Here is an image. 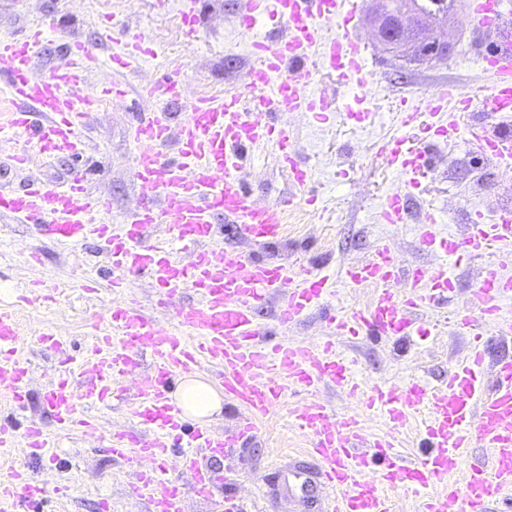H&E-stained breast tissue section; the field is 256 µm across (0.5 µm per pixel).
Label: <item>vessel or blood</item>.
Listing matches in <instances>:
<instances>
[{
  "instance_id": "b4317fda",
  "label": "vessel or blood",
  "mask_w": 512,
  "mask_h": 512,
  "mask_svg": "<svg viewBox=\"0 0 512 512\" xmlns=\"http://www.w3.org/2000/svg\"><path fill=\"white\" fill-rule=\"evenodd\" d=\"M361 7V0H248L247 25L268 19L279 24L280 32L275 39L253 41L256 62L247 73L244 92L197 98L175 124L167 106L182 97V84L168 80L152 85L151 95L160 107L132 128L137 147L133 179L150 202L130 212L122 228L105 223L109 203L88 190V177L79 169L62 184L33 183L20 193L0 192L1 217L31 225L37 237L72 248L97 239L108 259L113 299L107 326L92 338L84 380L72 378L63 337L50 330L38 336L39 343L62 356L47 403L59 431L96 438L101 424L95 408L123 402L139 430L110 434L105 449L112 458L140 464L130 492L149 503V512H186L184 488L168 475L176 448L182 451L179 468L189 476L196 496L212 502V512H239L233 469L206 467L199 453L223 456L255 438L292 391L304 395L287 408L291 425L309 438L304 451L308 462L290 468L283 481L288 492L312 499L317 512H395L397 492L424 495L423 512H488L490 504L512 499V358L497 361L491 373L483 371L488 337L512 342V318L502 310L503 299L512 295V276L506 273L512 267L511 209L492 219L471 210L469 233L460 241L437 236V225L445 221L437 210H425L417 220L420 248L450 258L489 250L499 267L475 289L476 313L453 315L472 342L467 358L449 370L441 389L418 378L379 381L362 389L355 358L339 351L333 339L410 341L425 335L417 312L447 299L452 288L447 269L404 266L389 243L378 244L369 260L343 271L346 287L373 288L367 306L330 312L332 340L309 347L287 335L332 293L333 281L299 259L288 264L260 261L215 243L220 218L238 240L275 242L287 211L302 201L310 171L273 115L301 112L322 123L342 114L359 122L371 117L367 45L350 27ZM471 10L479 34L492 38L480 60L487 83L477 91L457 85L448 91L435 88L419 101L399 97L396 119L401 132L378 150L383 163L415 192L430 173L431 150L437 144L452 149L464 142L498 166H512V134L498 127L512 119V0H472ZM333 22L338 29L330 37L326 26ZM112 40L121 46L112 56L117 78L88 93L87 75L100 63L93 45L71 42L66 59L38 76L31 55L38 36H1L0 70L7 75L9 107L0 113V140L34 141L49 158L80 156L88 114L104 98L123 99L131 93L120 75L133 71L145 53L141 38L121 27H113ZM324 74L353 89L344 105L315 91ZM477 111L481 119L460 124V117ZM260 145L275 147L294 187L288 197L259 203L242 185L244 151ZM407 210L406 195L394 192L385 197L380 218L399 225ZM184 250L191 253L186 263L179 257ZM141 273L152 280L164 302L188 289L196 298L176 307L168 321L144 314L124 295L127 275ZM403 280L410 281L411 289L401 295L394 285ZM274 299L280 302L281 336L272 341L262 338L257 314ZM20 343L15 315L0 309V403L14 407L24 406L30 397V369L16 355ZM145 352L151 357L149 371L133 391L120 389L119 379ZM184 375H205L221 385L225 398L240 411L231 432L189 427L169 396L170 382ZM324 385L349 396L365 394L366 408L380 413L393 429L426 411L421 427L426 449L408 459L395 451L389 436L366 439L358 415H336L319 399ZM18 446L37 455L49 448L50 439L38 422L21 431L1 422L0 449ZM474 448L486 449L488 462L470 461ZM461 470L466 477L459 485L453 477ZM43 493L39 480L13 467L0 468V512H16Z\"/></svg>"
}]
</instances>
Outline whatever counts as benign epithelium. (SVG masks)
Returning <instances> with one entry per match:
<instances>
[{
    "label": "benign epithelium",
    "mask_w": 512,
    "mask_h": 512,
    "mask_svg": "<svg viewBox=\"0 0 512 512\" xmlns=\"http://www.w3.org/2000/svg\"><path fill=\"white\" fill-rule=\"evenodd\" d=\"M376 39L397 51H404L419 61L448 58V29L421 27V14L411 0H376Z\"/></svg>",
    "instance_id": "benign-epithelium-1"
}]
</instances>
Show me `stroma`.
<instances>
[{"mask_svg":"<svg viewBox=\"0 0 512 512\" xmlns=\"http://www.w3.org/2000/svg\"><path fill=\"white\" fill-rule=\"evenodd\" d=\"M246 0H190L198 21L192 37H184L179 19L164 14L156 0H0V35L28 36L41 31L33 49L35 73L43 74L62 61L69 40L95 39L99 30L115 24L140 33L153 57L143 58L138 69L126 79L135 86L151 85L173 76L180 80L187 98L222 96L242 91L247 70L253 63L251 43L254 32L242 21ZM471 0H456L446 21L454 39L451 55L443 60L410 63L395 52L371 43L367 57L370 73L369 98L375 111L370 124L344 117L319 124L299 113L279 114L275 122L291 135L298 153L312 173L304 194L308 209L318 221L299 231L283 233L271 245H249L248 251L261 261H288L303 256L316 271L333 280L341 278L345 267L367 261L376 246L390 242L403 263L438 267L432 252L417 246V225L400 227L382 223L380 204L384 197L403 185L401 178L378 156L379 144L399 134L393 103L400 96H423L437 84L452 80L473 88L472 77L489 47L469 20ZM180 58L183 67L173 70L169 58ZM154 99L135 95L120 101H105L87 118V148L79 158L49 159L30 151L25 168H15L11 157L17 144L0 142V190L16 192L37 181L61 182L71 168L89 172L92 191L110 203L108 219L122 224L125 216L141 203V191L132 177L136 147L130 130L137 116L154 111ZM251 159L240 173L253 199L274 202L287 196L291 181L277 159L273 146L249 149ZM504 179L502 170L485 155L466 146L455 150L437 149L425 189L410 208L411 215L435 207L445 210L449 223L438 225L439 235L467 236L466 213L487 209L493 193ZM40 249L37 266L26 262L28 253ZM83 267L92 275L106 274V258L95 247L81 253L52 243H39L31 228L0 218V307L16 314L21 325L20 356L31 367L32 397L21 409L0 405V420L25 428L41 422L54 423L45 411V395L58 373L56 354L37 341L39 332L53 330L63 336L75 364L87 363L88 339L97 318L105 316L111 301L108 292L90 294L71 273ZM495 267L491 253L462 255L453 267L456 291L447 304L421 308L430 334L416 343H394L369 337L340 338L338 349L357 360L362 381L398 382L418 377L439 388L450 367L463 360L469 349V335L457 328L451 313L458 308H475L473 292L479 281ZM36 279L57 282L62 292L55 299L30 306L21 299L19 286ZM372 288L351 289L340 285L327 306L361 309L369 302ZM319 398L338 414L361 415L367 436L390 434L396 449L413 457L425 448L415 422L389 431L378 417L365 413L359 399L330 388H322ZM306 436L289 425L287 412L270 417L261 436L248 445L233 449L232 460L204 457V464L221 469L233 465L236 494L245 512L258 500L260 487L275 467L288 463L290 453L308 447ZM5 463L37 476L47 494L36 504L22 505L17 512H145L143 501L129 493L139 465L112 459L101 443L76 433L62 434L45 457L31 459L20 450L5 455Z\"/></svg>","mask_w":512,"mask_h":512,"instance_id":"35a3bbf8","label":"stroma"}]
</instances>
